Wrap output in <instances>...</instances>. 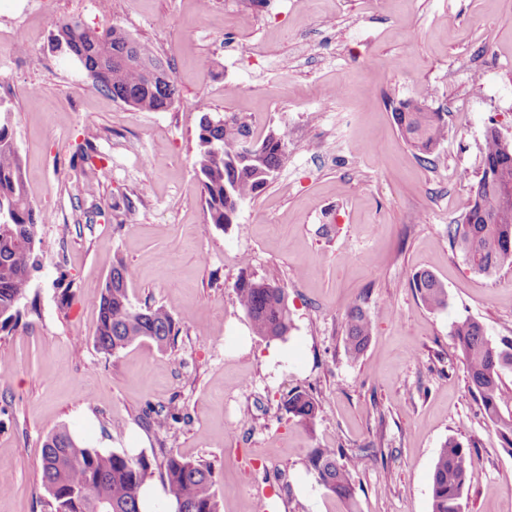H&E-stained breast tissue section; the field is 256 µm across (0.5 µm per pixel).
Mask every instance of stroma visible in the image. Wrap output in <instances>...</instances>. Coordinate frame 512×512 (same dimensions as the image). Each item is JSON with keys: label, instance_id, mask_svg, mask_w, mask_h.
<instances>
[{"label": "stroma", "instance_id": "obj_1", "mask_svg": "<svg viewBox=\"0 0 512 512\" xmlns=\"http://www.w3.org/2000/svg\"><path fill=\"white\" fill-rule=\"evenodd\" d=\"M69 17L149 44L174 104L141 112L96 89L51 42ZM424 88L445 120L427 163L393 116ZM0 98L46 216L21 322L0 333L13 365L0 376V512H53L40 465L63 427L90 447L210 465L220 512H347L310 471L315 448L359 455V512H431L453 437L474 455L465 512H512V454L451 336L469 317L492 341L512 337V267L478 274L448 238L487 129L512 144V0H209L204 14L197 0H0ZM203 102L285 140L275 179L221 228L194 166ZM118 258L135 273L132 304L174 317L173 350L96 349L92 299ZM269 270L292 310L284 342L254 336L234 292ZM419 271L444 285L447 308L416 296ZM356 304L374 328L353 360ZM297 387L321 404L313 428L282 407ZM149 407L176 418L157 428ZM344 348L347 355L359 359L364 355L373 333V316L360 305L350 307L345 317Z\"/></svg>", "mask_w": 512, "mask_h": 512}]
</instances>
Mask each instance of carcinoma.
Returning a JSON list of instances; mask_svg holds the SVG:
<instances>
[{
	"label": "carcinoma",
	"mask_w": 512,
	"mask_h": 512,
	"mask_svg": "<svg viewBox=\"0 0 512 512\" xmlns=\"http://www.w3.org/2000/svg\"><path fill=\"white\" fill-rule=\"evenodd\" d=\"M129 34L112 27L96 31L80 20L59 21L52 42L67 58L77 62L93 85L136 110L168 109L178 95L176 85L164 89L147 83L141 70L122 62ZM428 96L404 100L394 115L405 142L423 161L440 145L445 128L440 112H417ZM11 110L0 101V332L13 331L21 318L20 300L37 266L36 232L43 215L30 203L23 163L14 143ZM250 127L235 115L213 116L203 108L197 130L195 166L211 223L231 224L239 205L276 177L284 156V140L271 130L258 141L250 160L242 163L244 139ZM473 204L448 237L475 272L492 276L512 265V148L506 149L495 132L485 135L483 171L471 184ZM133 271L121 259L113 261L108 280L94 297L98 322L96 348L113 355L135 343L149 340L158 350L174 347L178 328L161 306L135 307L128 284ZM412 288L430 310L448 305L443 284L431 273L413 277ZM236 300L249 318L256 336L285 341L293 329L288 293L273 273L240 279ZM344 348L357 360L364 355L373 333V316L360 305L345 317ZM451 336L467 368L469 389L479 400L486 419L497 429L503 448L512 454V408L505 404L503 374L512 370V337L495 343L483 325L466 318L454 322ZM289 417L303 426L315 423L320 405L312 393L294 388L283 404ZM162 461L144 453L105 452L83 446L67 429L47 437L42 453V483L54 512H141L140 493L159 473L175 503L176 512H220L211 466L161 451ZM309 468L326 491L358 512L354 495L355 457L337 448H316ZM473 466L471 448L454 437L439 449L432 473L431 512H464L463 497Z\"/></svg>",
	"instance_id": "cac0c4a2"
}]
</instances>
